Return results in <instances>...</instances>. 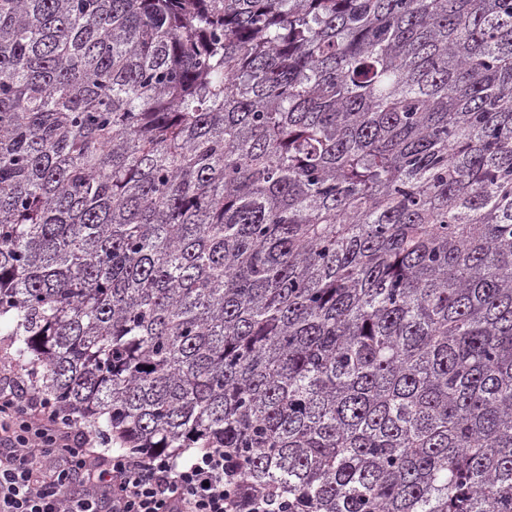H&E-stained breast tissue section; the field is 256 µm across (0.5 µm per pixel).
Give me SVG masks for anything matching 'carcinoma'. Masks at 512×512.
<instances>
[{"instance_id": "obj_1", "label": "carcinoma", "mask_w": 512, "mask_h": 512, "mask_svg": "<svg viewBox=\"0 0 512 512\" xmlns=\"http://www.w3.org/2000/svg\"><path fill=\"white\" fill-rule=\"evenodd\" d=\"M1 320L242 502L512 512V0H0Z\"/></svg>"}]
</instances>
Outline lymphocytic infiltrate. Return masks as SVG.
Returning a JSON list of instances; mask_svg holds the SVG:
<instances>
[{
  "label": "lymphocytic infiltrate",
  "mask_w": 512,
  "mask_h": 512,
  "mask_svg": "<svg viewBox=\"0 0 512 512\" xmlns=\"http://www.w3.org/2000/svg\"><path fill=\"white\" fill-rule=\"evenodd\" d=\"M37 395L0 387V512H271L266 499L241 510L226 490L233 473L209 448L182 464L157 456L93 451L91 436ZM80 480L83 491L69 485Z\"/></svg>",
  "instance_id": "lymphocytic-infiltrate-1"
}]
</instances>
